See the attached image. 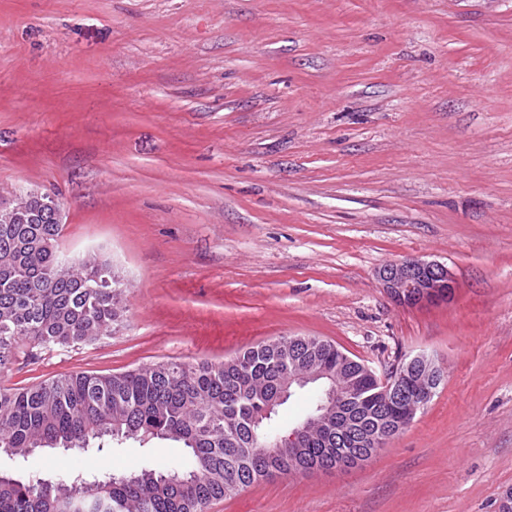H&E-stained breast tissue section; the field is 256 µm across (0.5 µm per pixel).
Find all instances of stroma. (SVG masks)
Listing matches in <instances>:
<instances>
[{"label": "stroma", "mask_w": 512, "mask_h": 512, "mask_svg": "<svg viewBox=\"0 0 512 512\" xmlns=\"http://www.w3.org/2000/svg\"><path fill=\"white\" fill-rule=\"evenodd\" d=\"M125 278L96 341L21 340L5 387L316 336L445 378L363 467L209 512H498L512 489V0H0V205ZM452 269L395 302L387 262ZM180 444L0 454L24 482L164 470ZM377 278L394 300L411 306L450 301L456 288L454 274L446 264L423 258L385 263Z\"/></svg>", "instance_id": "stroma-1"}]
</instances>
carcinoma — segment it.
Masks as SVG:
<instances>
[{
    "instance_id": "cac0c4a2",
    "label": "carcinoma",
    "mask_w": 512,
    "mask_h": 512,
    "mask_svg": "<svg viewBox=\"0 0 512 512\" xmlns=\"http://www.w3.org/2000/svg\"><path fill=\"white\" fill-rule=\"evenodd\" d=\"M51 196H27L0 222V371L15 346L91 342L123 312L124 283L93 256L62 272L64 225ZM336 378L350 395L336 417H322L295 450L273 448L283 426L263 416L294 370ZM412 420L405 398L385 402L373 375L335 344L301 336L252 346L220 362H161L117 375L77 372L38 385L0 388V452L82 448L91 439L180 442L187 462L112 476L74 496H49L38 483L0 477V512H207L209 506L278 474L367 462L373 439Z\"/></svg>"
}]
</instances>
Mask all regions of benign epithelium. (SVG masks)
<instances>
[{"label":"benign epithelium","mask_w":512,"mask_h":512,"mask_svg":"<svg viewBox=\"0 0 512 512\" xmlns=\"http://www.w3.org/2000/svg\"><path fill=\"white\" fill-rule=\"evenodd\" d=\"M377 278L384 290L398 303L417 306L436 304L451 300L456 288L451 269L436 260L416 258L401 262L383 264L377 271ZM424 371L425 382L416 400L426 402L443 381L445 374L434 357L425 352L400 360L383 375L376 376L379 393L398 398L403 395L400 378L410 368Z\"/></svg>","instance_id":"benign-epithelium-1"}]
</instances>
